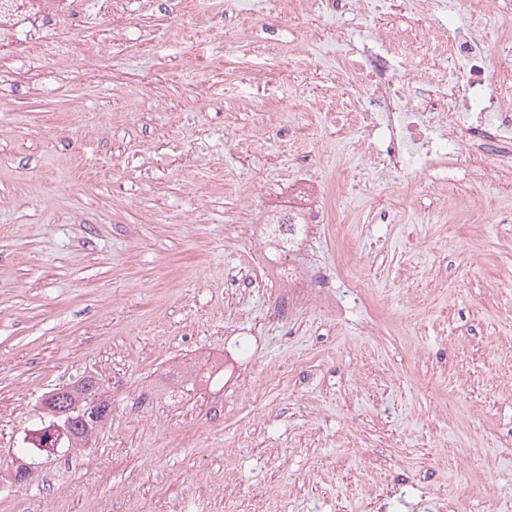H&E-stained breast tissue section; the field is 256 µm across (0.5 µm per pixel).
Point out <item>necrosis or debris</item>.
Listing matches in <instances>:
<instances>
[{"instance_id": "1", "label": "necrosis or debris", "mask_w": 512, "mask_h": 512, "mask_svg": "<svg viewBox=\"0 0 512 512\" xmlns=\"http://www.w3.org/2000/svg\"><path fill=\"white\" fill-rule=\"evenodd\" d=\"M417 2L426 19L420 36L433 50L423 73L409 78L404 94L395 91L394 81L414 46L397 48L383 31L359 43L356 22L365 13L364 0H290V5L303 12L326 11L337 39L349 47L342 70L358 103L351 119L362 128V154L370 168L412 185L420 175L467 162L475 182L511 184L512 152H495L493 145L477 140L473 125L490 122L496 143L512 140V107L499 99L500 90L512 87V42L503 41L493 63L476 29L459 30L439 43L433 19L445 0ZM452 57L460 67L448 83L441 75Z\"/></svg>"}]
</instances>
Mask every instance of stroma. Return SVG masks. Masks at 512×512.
Here are the masks:
<instances>
[{
    "label": "stroma",
    "mask_w": 512,
    "mask_h": 512,
    "mask_svg": "<svg viewBox=\"0 0 512 512\" xmlns=\"http://www.w3.org/2000/svg\"><path fill=\"white\" fill-rule=\"evenodd\" d=\"M414 2L368 0L361 39L408 37ZM224 9L78 0L0 27V512H486L488 484L512 512V185L385 187L336 133L345 46L269 0ZM446 18L493 58L512 0ZM432 180L480 202L451 221ZM329 181L288 257L320 300L290 306L251 227ZM214 361L223 385L177 389ZM88 376L115 414L14 484L43 395Z\"/></svg>",
    "instance_id": "1"
}]
</instances>
